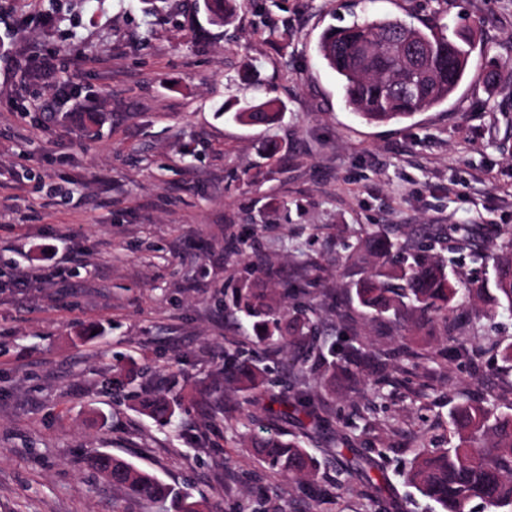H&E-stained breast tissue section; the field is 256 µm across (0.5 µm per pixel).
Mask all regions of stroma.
<instances>
[{
	"mask_svg": "<svg viewBox=\"0 0 512 512\" xmlns=\"http://www.w3.org/2000/svg\"><path fill=\"white\" fill-rule=\"evenodd\" d=\"M195 13L196 0H162L153 14L142 0H0V512H141L85 468L93 451L221 512L259 499L379 512L331 431L295 409L327 362L291 367L230 306L235 288L304 272L310 315L334 340L349 257L373 233L452 255L455 307L405 340L394 323L359 319L387 370L354 388L337 374L316 417L347 423L401 512H432L402 478L419 446L456 444L450 412L465 399L512 413V315L475 318L467 293L512 230V0H250L224 28H190ZM436 15L472 40L454 95L400 123L357 117L317 55L323 31L364 17L421 28ZM273 29L287 41L272 42ZM35 53L55 55L54 76L16 70ZM235 99L277 100L283 119L235 123L224 114ZM87 112L104 123L84 127ZM457 224L469 239L449 241ZM69 256L67 281L15 286L16 263ZM236 351L286 385L281 401L231 394L215 421L187 404L165 428L141 412L149 389L198 397ZM116 365L143 376L113 390ZM247 428L299 436L321 464L317 488L241 447Z\"/></svg>",
	"mask_w": 512,
	"mask_h": 512,
	"instance_id": "obj_1",
	"label": "stroma"
}]
</instances>
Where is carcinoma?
<instances>
[{"label":"carcinoma","mask_w":512,"mask_h":512,"mask_svg":"<svg viewBox=\"0 0 512 512\" xmlns=\"http://www.w3.org/2000/svg\"><path fill=\"white\" fill-rule=\"evenodd\" d=\"M206 22L215 27L231 24L241 0H203ZM466 37L448 33V25L435 19L426 29L400 18H364L343 27H330L322 35L320 60L339 77L346 102L368 123L385 124L412 118L447 101L463 81L469 58ZM275 100L246 101L234 121L268 128L280 117ZM405 247L390 237L365 238L356 249V264L371 260V269L352 283L362 313L389 314L402 328L423 320H448L456 288L447 261L427 249L405 251L397 266L395 254ZM469 298L495 311L512 313V235L493 262L492 275L469 289ZM235 304L254 320L259 342L281 351L306 346L313 340L314 323L299 309H288L271 288L238 290ZM364 347L344 348L331 369L365 381ZM264 370L253 360L230 354L224 360V378L212 381L206 397L224 390L247 400L264 395ZM182 402L164 390L155 391L142 403V411L161 424L170 423ZM459 443L448 448L422 446L404 481L433 502L439 512H470L478 501L487 512H512V414L497 413L488 406L463 402L451 413ZM244 442L287 480L311 478L317 471L312 454L296 439L276 432L243 436ZM87 467L100 479L150 512L161 506L166 512H211L205 496L169 484L154 472L122 457L96 451ZM373 470L389 486L383 468L372 458L353 454L349 472L369 477Z\"/></svg>","instance_id":"obj_1"}]
</instances>
